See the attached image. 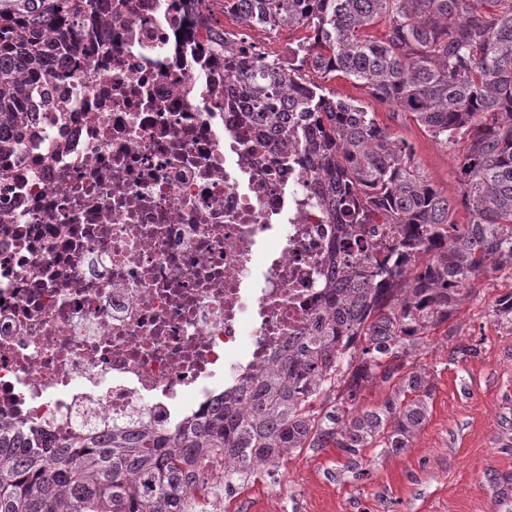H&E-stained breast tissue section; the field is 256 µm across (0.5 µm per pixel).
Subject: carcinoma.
<instances>
[{"label": "carcinoma", "instance_id": "obj_1", "mask_svg": "<svg viewBox=\"0 0 512 512\" xmlns=\"http://www.w3.org/2000/svg\"><path fill=\"white\" fill-rule=\"evenodd\" d=\"M112 0H0V152L48 97L51 60L77 56ZM249 26L308 32L301 60L254 61L224 43V104L314 175L337 225L322 319L281 361L200 423L165 434H69L42 446L0 425V512H194L210 463L245 482L304 448L409 447L427 418L429 374L407 359L450 321L476 281L512 273V0H224ZM381 39L366 35L378 21ZM340 72L410 112L435 138L463 133L469 222L408 145L306 74ZM375 241L370 251L356 246ZM392 384L378 406L367 386Z\"/></svg>", "mask_w": 512, "mask_h": 512}]
</instances>
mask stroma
I'll list each match as a JSON object with an SVG mask.
<instances>
[{
    "label": "stroma",
    "instance_id": "35a3bbf8",
    "mask_svg": "<svg viewBox=\"0 0 512 512\" xmlns=\"http://www.w3.org/2000/svg\"><path fill=\"white\" fill-rule=\"evenodd\" d=\"M324 85L373 113L458 203L456 145L436 140L411 113L343 75H330ZM455 219L469 220L459 203ZM511 291L512 274L480 278L453 318L454 336L437 330L411 356V367L429 373L433 393L428 417L408 448L367 449L361 478L346 469L339 449L306 448L247 485L215 483L208 506L221 503L232 512H512V497L498 496L499 483L512 480V322L492 313L496 299ZM460 343L473 346L475 355L454 358Z\"/></svg>",
    "mask_w": 512,
    "mask_h": 512
}]
</instances>
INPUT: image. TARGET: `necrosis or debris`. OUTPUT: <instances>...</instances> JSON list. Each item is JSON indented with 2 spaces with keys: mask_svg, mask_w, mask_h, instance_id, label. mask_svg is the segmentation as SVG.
Returning <instances> with one entry per match:
<instances>
[{
  "mask_svg": "<svg viewBox=\"0 0 512 512\" xmlns=\"http://www.w3.org/2000/svg\"><path fill=\"white\" fill-rule=\"evenodd\" d=\"M0 157V422L53 437L199 422L324 310L312 172L224 109L221 0H112Z\"/></svg>",
  "mask_w": 512,
  "mask_h": 512,
  "instance_id": "1",
  "label": "necrosis or debris"
}]
</instances>
